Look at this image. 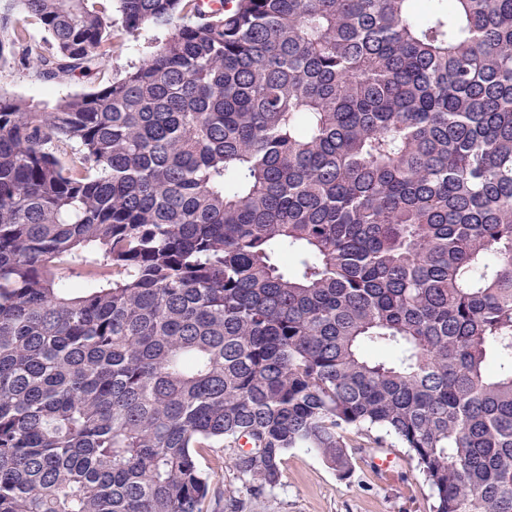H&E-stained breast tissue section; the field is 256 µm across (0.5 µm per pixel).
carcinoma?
<instances>
[{
  "label": "carcinoma",
  "mask_w": 512,
  "mask_h": 512,
  "mask_svg": "<svg viewBox=\"0 0 512 512\" xmlns=\"http://www.w3.org/2000/svg\"><path fill=\"white\" fill-rule=\"evenodd\" d=\"M0 512H202L401 447L512 512V0H3ZM33 18L46 44L12 12ZM167 32L147 31L137 39L126 35L120 27L112 35V48L109 57L91 70L76 73L60 82H45L35 72L20 63L23 46H16L13 58L0 68V92L44 102L52 106L58 99L67 95L90 92L125 75L137 66L150 51L149 43L154 37L163 38ZM231 448H196V462L199 469L208 477L211 488L223 490L226 487L240 486L236 473L230 468Z\"/></svg>",
  "instance_id": "1"
}]
</instances>
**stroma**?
Masks as SVG:
<instances>
[{
	"label": "stroma",
	"instance_id": "35a3bbf8",
	"mask_svg": "<svg viewBox=\"0 0 512 512\" xmlns=\"http://www.w3.org/2000/svg\"><path fill=\"white\" fill-rule=\"evenodd\" d=\"M152 38L149 31L137 38L114 31L105 62L60 82L43 81L26 69L20 63L23 49L15 47L13 58L0 66V93L51 105L61 97L92 91L137 66ZM352 442L354 471L349 478L339 477L316 452L293 448L284 457L279 485L246 497L244 512H431L430 488L414 466L400 463L393 477L381 478L370 470L361 438L353 437ZM230 454L219 446L196 451L197 465L214 489L238 483Z\"/></svg>",
	"mask_w": 512,
	"mask_h": 512
}]
</instances>
